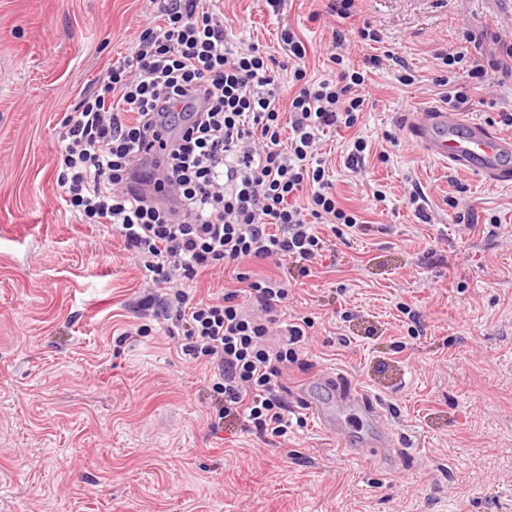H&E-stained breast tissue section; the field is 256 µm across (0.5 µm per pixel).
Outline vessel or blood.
<instances>
[{
	"mask_svg": "<svg viewBox=\"0 0 512 512\" xmlns=\"http://www.w3.org/2000/svg\"><path fill=\"white\" fill-rule=\"evenodd\" d=\"M411 134L427 156L451 169L490 183L512 180V138L500 135L489 124L462 119L459 113L445 109L434 110L420 115ZM338 400L370 418L378 431L372 447L384 449L388 459H395V437L380 409L350 388L341 389Z\"/></svg>",
	"mask_w": 512,
	"mask_h": 512,
	"instance_id": "obj_1",
	"label": "vessel or blood"
}]
</instances>
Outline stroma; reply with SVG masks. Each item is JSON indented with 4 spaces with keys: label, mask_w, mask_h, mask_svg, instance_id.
I'll use <instances>...</instances> for the list:
<instances>
[{
    "label": "stroma",
    "mask_w": 512,
    "mask_h": 512,
    "mask_svg": "<svg viewBox=\"0 0 512 512\" xmlns=\"http://www.w3.org/2000/svg\"><path fill=\"white\" fill-rule=\"evenodd\" d=\"M360 8L342 19L328 0H285L279 15L266 0H224L244 41L275 51L286 24L311 42L316 75L333 69V29L351 64L373 55L358 42L368 20L417 77L399 84L389 60L372 73L364 173L344 168L349 132L323 137L336 192L366 227L344 242L323 230L328 258L290 270L278 318L314 326L281 379L303 421L283 440L241 422L211 431L209 369L138 313L149 276L121 236L77 223L56 183L65 115L131 54L150 0H0V512H512V181L452 171L407 129L440 103L438 53L464 46L481 61L495 36L512 41V0ZM510 110L512 78L499 75L462 112L494 126ZM414 183L430 223L408 202ZM374 186L387 195L379 207ZM492 212L491 238L481 224ZM130 325L147 331L122 338ZM332 369L384 410L402 448L395 466L349 456L356 417L320 429L308 403L329 401L316 379Z\"/></svg>",
    "instance_id": "obj_1"
}]
</instances>
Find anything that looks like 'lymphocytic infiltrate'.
<instances>
[{"mask_svg":"<svg viewBox=\"0 0 512 512\" xmlns=\"http://www.w3.org/2000/svg\"><path fill=\"white\" fill-rule=\"evenodd\" d=\"M130 55L63 121L57 183L82 224H108L156 287L146 308L171 322L186 360L214 368L222 400L212 429L245 421L259 435L287 438L293 421L277 388L313 323L295 318L270 346L267 316L288 296L290 280L252 278L245 262L273 259L306 266L324 257L319 225L335 237L361 230L343 208L320 151L329 129L348 130L345 167L360 172L369 141L357 135L365 90L387 57L347 64L346 38L333 30L331 77L309 78L308 46L283 29L276 60L243 44L212 0H160ZM435 83L451 106L469 103L492 76L512 73V44L478 63L442 54ZM293 92L282 97V81ZM237 268L244 291L196 298L201 274ZM247 295L252 309L239 300Z\"/></svg>","mask_w":512,"mask_h":512,"instance_id":"f902f5d3","label":"lymphocytic infiltrate"}]
</instances>
